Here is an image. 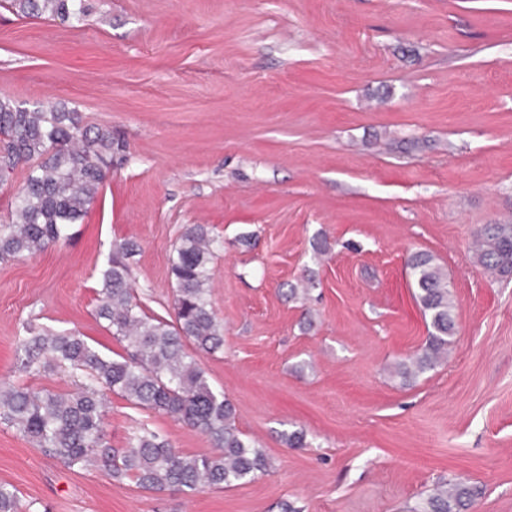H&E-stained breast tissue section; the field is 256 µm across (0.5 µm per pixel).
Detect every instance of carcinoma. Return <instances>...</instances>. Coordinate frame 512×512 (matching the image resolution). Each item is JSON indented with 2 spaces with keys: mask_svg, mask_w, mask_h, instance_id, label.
Listing matches in <instances>:
<instances>
[{
  "mask_svg": "<svg viewBox=\"0 0 512 512\" xmlns=\"http://www.w3.org/2000/svg\"><path fill=\"white\" fill-rule=\"evenodd\" d=\"M4 3L25 18L47 15L82 25L88 17L84 0ZM119 150L112 129L86 124L78 112L0 99V184L24 171L13 205L0 217V261L43 253L67 238L96 201ZM221 247L208 225H186L171 259L174 317L168 320L147 314L133 293L130 259L136 245L115 244L98 270L94 315L127 342V356L114 359L79 333L26 327L17 340L18 370L36 376L63 369L78 382L62 393L0 386V424L68 467L92 461L109 477L130 478L153 492L231 487L264 474L267 455L236 427L224 390L212 386L200 366L199 355L224 348V327L209 300L211 264ZM471 251L483 273L512 277V223L482 225ZM408 267L431 331L420 352L396 364L405 380L435 369L456 334L447 275L425 252L413 253ZM112 392L200 432L217 452L185 456L147 427L133 435L129 447H111L104 419L105 397ZM478 495L460 481L420 498L410 512H468ZM0 512H21L9 484H0Z\"/></svg>",
  "mask_w": 512,
  "mask_h": 512,
  "instance_id": "1",
  "label": "carcinoma"
}]
</instances>
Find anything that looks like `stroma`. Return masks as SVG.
Masks as SVG:
<instances>
[{
    "mask_svg": "<svg viewBox=\"0 0 512 512\" xmlns=\"http://www.w3.org/2000/svg\"><path fill=\"white\" fill-rule=\"evenodd\" d=\"M87 3L80 28L0 8V97L66 106L125 144L66 241L0 262V384L20 380L30 320L125 354L93 314L104 257L136 242L134 293L167 317L176 241L205 224L224 240V350L201 365L272 467L149 492L2 425L0 483L24 512H407L441 480L481 488L470 512H512V278L469 250L481 225L512 222V0ZM418 251L448 274L457 334L406 384L391 368L429 330ZM308 277L307 300L288 299ZM144 425L184 455L213 450L110 394L112 447ZM294 431L305 447L284 443Z\"/></svg>",
    "mask_w": 512,
    "mask_h": 512,
    "instance_id": "35a3bbf8",
    "label": "stroma"
}]
</instances>
